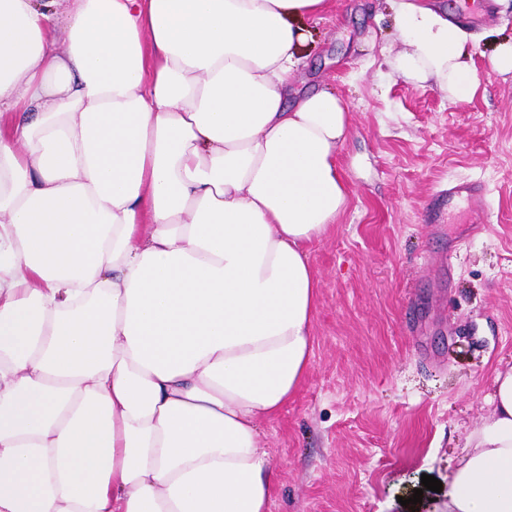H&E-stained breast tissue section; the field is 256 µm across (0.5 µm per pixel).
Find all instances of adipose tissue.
I'll list each match as a JSON object with an SVG mask.
<instances>
[{"instance_id":"adipose-tissue-1","label":"adipose tissue","mask_w":512,"mask_h":512,"mask_svg":"<svg viewBox=\"0 0 512 512\" xmlns=\"http://www.w3.org/2000/svg\"><path fill=\"white\" fill-rule=\"evenodd\" d=\"M394 72L479 86L395 0ZM326 0H0V512H270L259 425L305 379L307 246L351 114L297 88ZM447 512H512V369Z\"/></svg>"}]
</instances>
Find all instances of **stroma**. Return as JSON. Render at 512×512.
I'll return each mask as SVG.
<instances>
[{"instance_id":"1","label":"stroma","mask_w":512,"mask_h":512,"mask_svg":"<svg viewBox=\"0 0 512 512\" xmlns=\"http://www.w3.org/2000/svg\"><path fill=\"white\" fill-rule=\"evenodd\" d=\"M298 84L334 90L352 114L338 168L349 187L334 228L309 247L319 279L313 354L297 395L260 423L279 473L270 512H444L447 481L492 413L512 366V0L463 26L479 86L455 100L399 76L389 0H328L311 23ZM483 185L469 224L448 186Z\"/></svg>"}]
</instances>
